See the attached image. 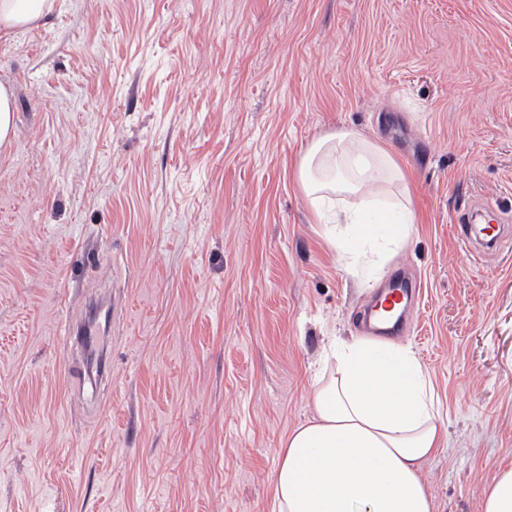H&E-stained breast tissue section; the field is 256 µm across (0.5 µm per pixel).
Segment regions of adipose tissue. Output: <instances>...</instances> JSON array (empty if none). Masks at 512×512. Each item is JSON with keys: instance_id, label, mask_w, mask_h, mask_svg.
<instances>
[{"instance_id": "adipose-tissue-1", "label": "adipose tissue", "mask_w": 512, "mask_h": 512, "mask_svg": "<svg viewBox=\"0 0 512 512\" xmlns=\"http://www.w3.org/2000/svg\"><path fill=\"white\" fill-rule=\"evenodd\" d=\"M52 0H0V33L39 22ZM391 156L349 132L315 138L297 180L324 223L346 225L355 241L401 240L414 230L412 205L402 223H365L361 208L379 182L401 178ZM339 195L335 210L326 207ZM331 371L312 378V418L285 441L275 472V512H435L422 478L445 444L432 383L409 346L359 337L339 343Z\"/></svg>"}]
</instances>
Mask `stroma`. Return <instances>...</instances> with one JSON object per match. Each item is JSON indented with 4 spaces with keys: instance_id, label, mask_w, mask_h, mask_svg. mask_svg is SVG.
Here are the masks:
<instances>
[{
    "instance_id": "35a3bbf8",
    "label": "stroma",
    "mask_w": 512,
    "mask_h": 512,
    "mask_svg": "<svg viewBox=\"0 0 512 512\" xmlns=\"http://www.w3.org/2000/svg\"><path fill=\"white\" fill-rule=\"evenodd\" d=\"M0 512H272L329 338L394 273L447 443L437 512L512 465V0H53L0 38ZM385 147L413 233L354 275L297 179L316 137ZM13 94L7 84L0 83V144L6 142L12 132Z\"/></svg>"
}]
</instances>
